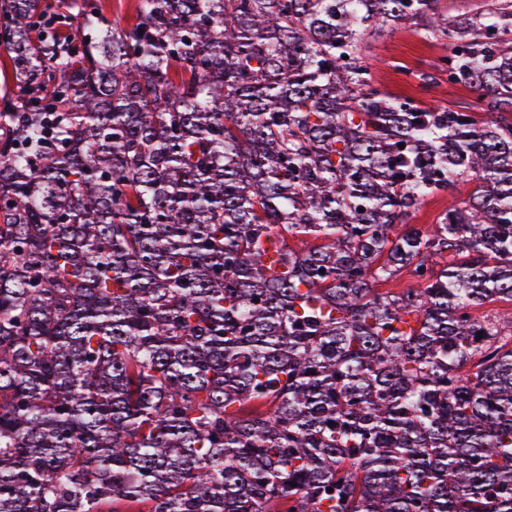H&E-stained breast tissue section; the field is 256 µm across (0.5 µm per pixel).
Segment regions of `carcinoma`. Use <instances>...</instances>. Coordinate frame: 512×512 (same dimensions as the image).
Returning a JSON list of instances; mask_svg holds the SVG:
<instances>
[{"label": "carcinoma", "instance_id": "1", "mask_svg": "<svg viewBox=\"0 0 512 512\" xmlns=\"http://www.w3.org/2000/svg\"><path fill=\"white\" fill-rule=\"evenodd\" d=\"M135 11L0 0V512H512V3ZM413 19L492 119L374 82ZM473 187V183H460L454 190L452 197L448 198V193H442L441 195L430 198L418 212L411 216L409 224H418V226L423 228H426L427 225L434 224L437 215L448 206V199L452 200L455 198L457 201L467 200Z\"/></svg>", "mask_w": 512, "mask_h": 512}]
</instances>
